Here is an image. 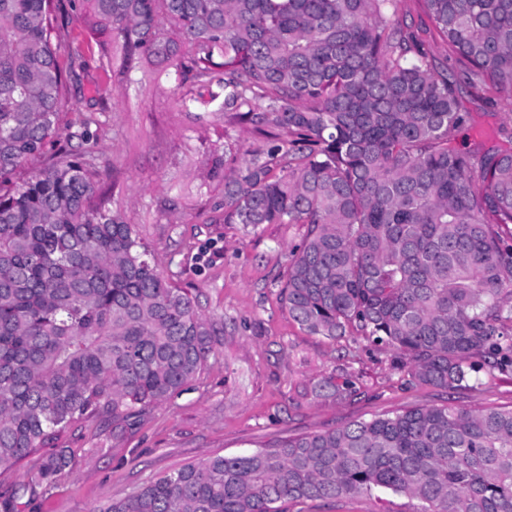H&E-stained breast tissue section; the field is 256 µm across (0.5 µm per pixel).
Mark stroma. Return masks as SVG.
<instances>
[{"mask_svg":"<svg viewBox=\"0 0 512 512\" xmlns=\"http://www.w3.org/2000/svg\"><path fill=\"white\" fill-rule=\"evenodd\" d=\"M94 22L76 7L64 17L62 64L82 55L79 91L60 114L64 134L79 146L84 113L98 110L90 142L109 171L101 188L106 209L120 212L152 252L165 278L196 296L203 314L220 327L199 377L167 402L133 419L125 431L101 416L76 425L62 439L71 451L66 472L39 483L51 456L40 449L0 484L35 483L13 512H102L144 483L187 464L249 452L259 446L336 428L379 413L448 403L466 407L512 405V373L488 387L446 391L407 387L395 375L388 352L348 339L338 343L302 330L280 300L289 254L299 247L303 224H263L257 229L224 221V184L212 178L225 146L247 150L256 139L248 125L218 110L224 91L201 87L190 111L171 106L166 82L127 85L105 75L87 33ZM466 122L455 144L473 152L512 151V98L468 84L462 67L449 64ZM355 355L358 395L318 397L313 385L335 373L343 350ZM418 501L388 493L309 503L306 512H418Z\"/></svg>","mask_w":512,"mask_h":512,"instance_id":"35a3bbf8","label":"stroma"}]
</instances>
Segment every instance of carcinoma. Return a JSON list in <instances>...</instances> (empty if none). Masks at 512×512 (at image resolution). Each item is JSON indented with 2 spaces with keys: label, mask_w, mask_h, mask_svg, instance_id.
<instances>
[{
  "label": "carcinoma",
  "mask_w": 512,
  "mask_h": 512,
  "mask_svg": "<svg viewBox=\"0 0 512 512\" xmlns=\"http://www.w3.org/2000/svg\"><path fill=\"white\" fill-rule=\"evenodd\" d=\"M112 72L143 61L266 141L224 175V223L306 224L280 298L306 332L390 351L402 384L463 391L512 372V152L453 146L458 91L400 0H85ZM471 84L512 97V0H423ZM54 0H0V471L99 414L121 429L202 371L218 331L131 225L95 204V151L47 154L64 73ZM43 164L16 182L29 160ZM318 396L357 395L337 369ZM69 457L41 469L50 483ZM390 491L420 512H512V408L412 407L218 456L103 512H302Z\"/></svg>",
  "instance_id": "1"
}]
</instances>
